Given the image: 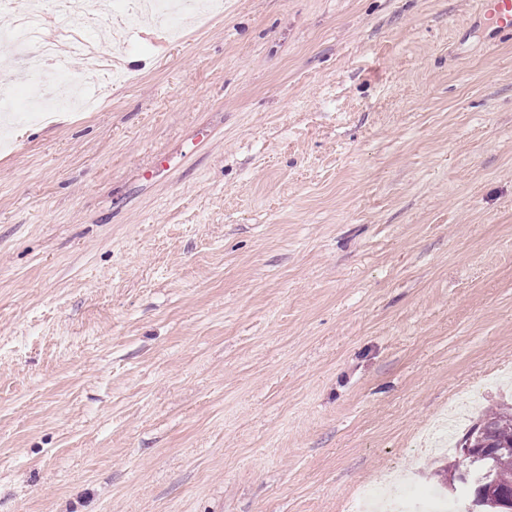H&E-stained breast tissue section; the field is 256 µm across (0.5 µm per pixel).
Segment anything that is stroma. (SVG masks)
<instances>
[{
    "label": "stroma",
    "instance_id": "stroma-1",
    "mask_svg": "<svg viewBox=\"0 0 512 512\" xmlns=\"http://www.w3.org/2000/svg\"><path fill=\"white\" fill-rule=\"evenodd\" d=\"M0 118V512H346L512 405V37L473 0H224ZM388 483L385 481H369L362 483L356 495L348 502V512H369L371 502L383 495Z\"/></svg>",
    "mask_w": 512,
    "mask_h": 512
}]
</instances>
